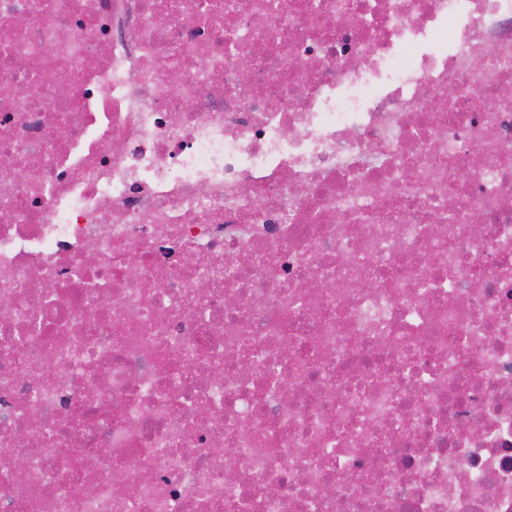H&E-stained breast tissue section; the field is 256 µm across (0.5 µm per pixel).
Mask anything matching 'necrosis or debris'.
<instances>
[{"instance_id":"4bbe7bcc","label":"necrosis or debris","mask_w":512,"mask_h":512,"mask_svg":"<svg viewBox=\"0 0 512 512\" xmlns=\"http://www.w3.org/2000/svg\"><path fill=\"white\" fill-rule=\"evenodd\" d=\"M506 87L512 0H0V512H512Z\"/></svg>"}]
</instances>
